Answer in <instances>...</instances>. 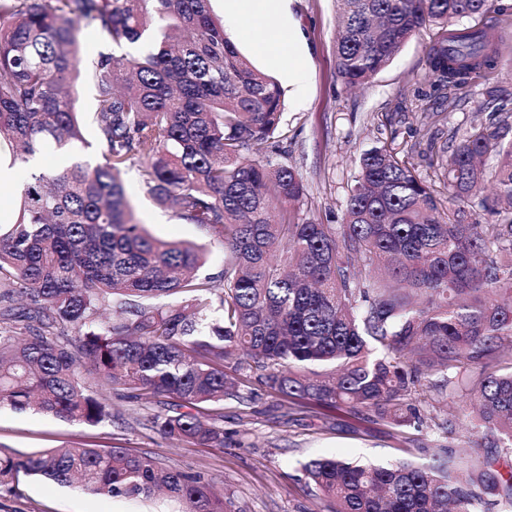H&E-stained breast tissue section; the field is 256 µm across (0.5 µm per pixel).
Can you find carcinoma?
Instances as JSON below:
<instances>
[{"label":"carcinoma","mask_w":512,"mask_h":512,"mask_svg":"<svg viewBox=\"0 0 512 512\" xmlns=\"http://www.w3.org/2000/svg\"><path fill=\"white\" fill-rule=\"evenodd\" d=\"M336 73L369 83L428 22L435 86L456 101L499 61L502 32L476 20L495 0H336ZM475 25L466 26L464 22ZM90 32L138 45L83 62ZM94 95L101 161L32 174L0 232V406L95 426L112 416L82 372L129 398H166L147 418L163 438L224 447L231 374L254 373L281 402L349 408L422 425L442 398H468L489 445L476 468L443 449L433 463L303 464L328 512L512 509V123L479 125L445 161L448 198L386 147L364 151L341 223L299 218L301 176L275 141L284 92L212 14L211 0H0V142L13 159L89 146L73 87ZM497 157L492 169L480 160ZM138 160L148 195L224 246L220 276L198 275L203 244L153 236L122 175ZM501 219L482 224L473 199ZM50 487L177 512H225L199 473L114 445L0 456Z\"/></svg>","instance_id":"obj_1"}]
</instances>
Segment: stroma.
Returning <instances> with one entry per match:
<instances>
[{
  "label": "stroma",
  "instance_id": "35a3bbf8",
  "mask_svg": "<svg viewBox=\"0 0 512 512\" xmlns=\"http://www.w3.org/2000/svg\"><path fill=\"white\" fill-rule=\"evenodd\" d=\"M211 7L240 53L283 86L281 145L288 151V163L302 177L301 217L339 223L355 160L375 146L393 149L412 162L424 180L447 193L438 157L450 152L471 126L489 121L491 114L483 106L485 90L501 89L506 109H512L510 11L483 19L507 34L498 66L473 74L455 108L429 114L425 108L438 90L426 66L425 48L437 36L435 25L423 27L368 85L348 91L336 79L334 0H290L291 22L302 33L303 43L284 44L277 63L261 55L250 20L225 13L224 0H211ZM296 60L304 68L300 81L292 84L288 68ZM123 181L137 219L154 236L204 240L202 231L145 194L137 165L129 166ZM243 383L252 397L242 404L225 401L220 448L163 439L146 417L168 412L166 402L145 403L112 394L108 397L112 416L96 426L0 408V452L20 457L45 448L118 444L152 454L166 465L201 473L223 493L227 512H326L301 468L320 456L376 464L404 459L425 465L441 447L470 461L482 454L458 422L446 433L429 422L418 428H392L342 406L302 413L279 406L277 396L255 378L245 377ZM169 508L163 500L142 503L92 495L73 486L51 488L24 474L0 485V512H168Z\"/></svg>",
  "mask_w": 512,
  "mask_h": 512
}]
</instances>
